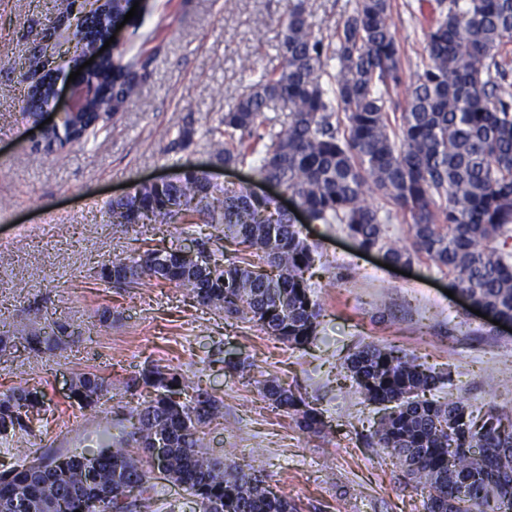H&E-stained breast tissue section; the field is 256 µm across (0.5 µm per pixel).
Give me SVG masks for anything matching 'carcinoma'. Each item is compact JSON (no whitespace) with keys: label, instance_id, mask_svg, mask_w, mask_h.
Returning <instances> with one entry per match:
<instances>
[{"label":"carcinoma","instance_id":"carcinoma-1","mask_svg":"<svg viewBox=\"0 0 512 512\" xmlns=\"http://www.w3.org/2000/svg\"><path fill=\"white\" fill-rule=\"evenodd\" d=\"M435 22L423 30L426 56L405 103L392 97L403 84L391 0H355L351 14L327 33L309 21L308 0H288L279 42L281 67L253 86L208 130L216 163L253 157L261 178L295 197L314 224H339L362 250L378 249L393 267L424 255L451 276L448 287L512 321V262L500 243L512 237V0H434ZM126 6L92 21L91 41L124 20ZM154 54L101 62L90 78L112 86V112L138 96ZM280 105L286 126L264 128L265 112ZM98 118L92 104L81 117L45 138L81 139ZM375 196V206L368 197ZM409 216L412 242H386L380 210ZM112 223L222 224L232 253L216 255L197 242L203 258L145 250L103 265L99 278L132 288L145 277L185 286L206 307L252 323L294 345L316 338L321 308L305 273L317 246L301 237L288 212L245 186L219 187L207 172L183 169L174 182L141 185L112 201ZM62 325L27 337L35 350L50 346ZM345 368L365 401L392 404L375 431L376 445L397 459L409 479L428 490L426 512H512V424L492 409L476 417L461 401L440 403L425 393L440 381L403 350L366 345ZM135 384L155 396L129 411L134 449L40 455L0 471V512H139L150 508L153 446L166 439L162 472L197 498L201 512H295L268 489L261 471L206 451L203 428L224 403L184 375L154 365ZM111 383L79 373L70 399L94 409ZM265 398L297 416L299 429L320 432L322 414L302 394L274 380ZM38 387L0 394V435L26 433L45 407ZM483 448L474 457L470 449ZM136 484L135 497L125 487Z\"/></svg>","mask_w":512,"mask_h":512}]
</instances>
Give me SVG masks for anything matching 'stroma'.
<instances>
[{
	"mask_svg": "<svg viewBox=\"0 0 512 512\" xmlns=\"http://www.w3.org/2000/svg\"><path fill=\"white\" fill-rule=\"evenodd\" d=\"M288 0H145L117 33L125 58L155 50L151 75L126 111L105 115L99 134L65 147L48 143L38 121L64 112L77 54L64 29L43 32L56 16L54 0H0V393L37 385L46 406L24 437H0V464L16 465L17 449L43 455L94 452L102 431L125 440L132 429L133 380L160 365L194 376L224 402L207 429L210 453L264 470L273 492L297 512H426L428 493L412 487L404 469L370 447L380 418L364 402L344 361L361 344L398 346L443 375L430 393L460 400L474 413L496 408L512 420V332L493 328L461 297H449L447 271L414 259L402 275L380 264L381 253L359 255L339 226L290 215L318 246L308 273L321 306L317 337L296 347L250 324L200 305L184 287L156 280L118 290L98 277L102 265L152 248L171 251L211 234L204 224L117 226L109 204L125 189L173 178L195 166L220 186L266 193L255 165L218 167L207 131L248 93L259 76L279 68L280 33ZM407 84L425 54L421 28L407 0L391 14ZM43 51L60 72V94L39 117L24 107L32 85L27 60ZM192 144L169 151L184 126ZM72 326L57 349L31 350L19 326ZM245 370L224 367L226 354ZM95 370L112 384V399L95 412L72 407L69 387ZM273 379L305 393L321 413V433L302 432L294 414L275 408L260 383Z\"/></svg>",
	"mask_w": 512,
	"mask_h": 512,
	"instance_id": "stroma-1",
	"label": "stroma"
}]
</instances>
